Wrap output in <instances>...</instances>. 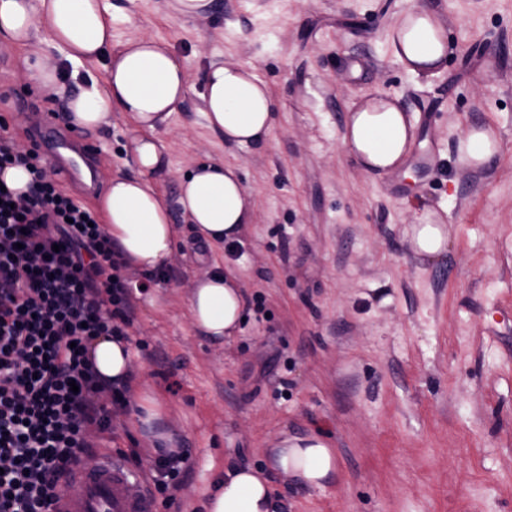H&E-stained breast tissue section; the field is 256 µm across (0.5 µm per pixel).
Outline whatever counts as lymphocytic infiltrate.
Wrapping results in <instances>:
<instances>
[{
  "label": "lymphocytic infiltrate",
  "mask_w": 512,
  "mask_h": 512,
  "mask_svg": "<svg viewBox=\"0 0 512 512\" xmlns=\"http://www.w3.org/2000/svg\"><path fill=\"white\" fill-rule=\"evenodd\" d=\"M0 122V169L31 176L25 205L0 189V512H49L71 466L112 429L127 387L98 378V337H128L133 293L99 216L19 149Z\"/></svg>",
  "instance_id": "1"
}]
</instances>
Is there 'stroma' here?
<instances>
[{"label": "stroma", "instance_id": "stroma-1", "mask_svg": "<svg viewBox=\"0 0 512 512\" xmlns=\"http://www.w3.org/2000/svg\"><path fill=\"white\" fill-rule=\"evenodd\" d=\"M105 2L134 18L113 23V43L164 41L196 85L210 62L252 64L277 104L262 145L225 143L195 95L159 132L165 197L198 163H230L256 214L230 245L198 240L178 220L167 279L125 272L136 288L128 399L157 398L162 428L188 452V477L156 512H202L225 467L267 468L284 430L323 435L340 468L320 490L272 475L286 512H512V0H217L190 20L175 0ZM415 8L436 12L454 45L432 76L408 73L387 39ZM30 55L78 87L55 47L0 44V116L22 145L48 116L93 144L91 179L60 181L96 207L128 171L130 122L116 112L96 130L71 125L65 98L28 81ZM375 90L412 114L414 150L434 156L433 175L372 176L347 158V106ZM483 124L495 127L499 155L455 167L460 133ZM428 210L448 227L434 259L405 237ZM216 268L233 269L247 299L241 333L220 343L199 336L188 303L191 281ZM91 439L103 452L134 449L150 481L151 434L133 409Z\"/></svg>", "mask_w": 512, "mask_h": 512}]
</instances>
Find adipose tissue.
<instances>
[{
    "label": "adipose tissue",
    "mask_w": 512,
    "mask_h": 512,
    "mask_svg": "<svg viewBox=\"0 0 512 512\" xmlns=\"http://www.w3.org/2000/svg\"><path fill=\"white\" fill-rule=\"evenodd\" d=\"M113 14L102 0H0V42L21 46L38 39L62 50L74 64L102 62V78L73 93L68 110L74 125L96 129L112 113L130 120L131 174L110 179L99 199L105 232L116 243L128 268L147 275L163 273L172 263L175 215L192 224L210 244L239 240L254 211L236 166L204 162L184 175L175 200L161 196L159 179L169 160L158 131L192 93L185 68L163 41L137 38L112 49ZM388 41L395 59L414 75H432L451 55V43L439 17L428 9L411 10L394 21ZM201 98L209 128L226 143L258 145L268 141L275 123L271 93L249 63L223 62L204 74ZM416 139V124L397 100L376 91L353 101L341 146L363 172L399 169ZM500 151L492 126H471L458 138L455 164L485 166ZM415 254L435 258L448 245V228L426 213L406 230ZM189 310L203 336L220 341L236 335L245 319V298L234 272L209 271L189 292ZM90 354L101 379L128 383L135 354L130 342L98 338ZM268 453L274 472L295 487L324 488L335 475L336 452L321 436L281 433ZM268 474L249 466L225 469L206 512H279Z\"/></svg>",
    "instance_id": "1"
}]
</instances>
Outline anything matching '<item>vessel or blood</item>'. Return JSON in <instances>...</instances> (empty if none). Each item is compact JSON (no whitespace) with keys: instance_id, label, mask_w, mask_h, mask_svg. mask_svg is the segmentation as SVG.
Listing matches in <instances>:
<instances>
[{"instance_id":"b4317fda","label":"vessel or blood","mask_w":512,"mask_h":512,"mask_svg":"<svg viewBox=\"0 0 512 512\" xmlns=\"http://www.w3.org/2000/svg\"><path fill=\"white\" fill-rule=\"evenodd\" d=\"M70 480L80 486V494L60 495L52 512H155L138 479L115 457L82 456Z\"/></svg>"}]
</instances>
